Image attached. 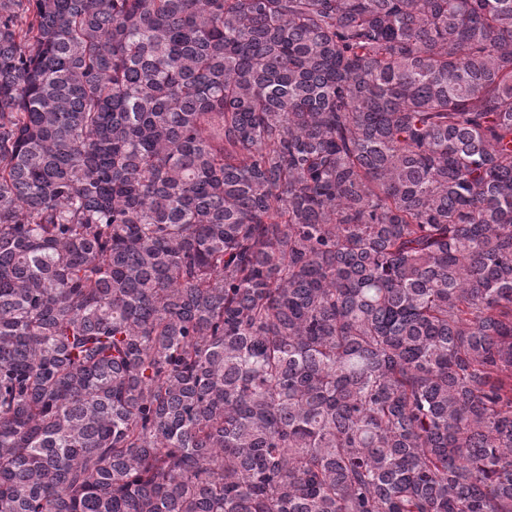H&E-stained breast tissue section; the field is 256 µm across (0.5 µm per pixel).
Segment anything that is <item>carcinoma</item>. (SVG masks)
I'll return each mask as SVG.
<instances>
[{
  "label": "carcinoma",
  "instance_id": "cac0c4a2",
  "mask_svg": "<svg viewBox=\"0 0 512 512\" xmlns=\"http://www.w3.org/2000/svg\"><path fill=\"white\" fill-rule=\"evenodd\" d=\"M0 512H512V0H0Z\"/></svg>",
  "mask_w": 512,
  "mask_h": 512
}]
</instances>
